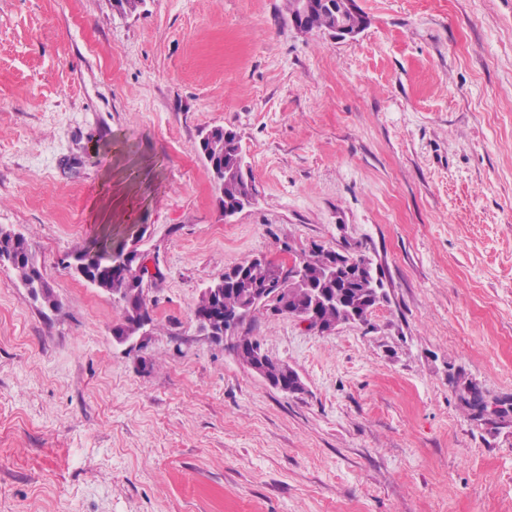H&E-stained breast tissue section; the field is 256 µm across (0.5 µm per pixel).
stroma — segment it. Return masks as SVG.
<instances>
[{
    "instance_id": "obj_1",
    "label": "stroma",
    "mask_w": 512,
    "mask_h": 512,
    "mask_svg": "<svg viewBox=\"0 0 512 512\" xmlns=\"http://www.w3.org/2000/svg\"><path fill=\"white\" fill-rule=\"evenodd\" d=\"M359 5L339 41L284 0H0V225L58 300L0 268V512H512V0ZM215 126L257 190L229 219ZM112 185L160 269L141 352L68 266ZM315 243L370 256L388 300L328 335L247 319L288 397L193 307Z\"/></svg>"
}]
</instances>
